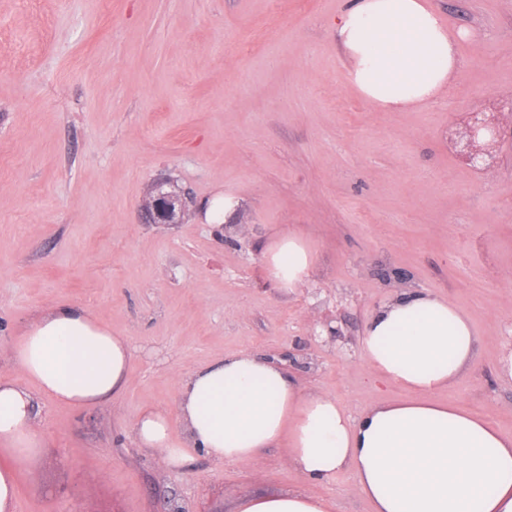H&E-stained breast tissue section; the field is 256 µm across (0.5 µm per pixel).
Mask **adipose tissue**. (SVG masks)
I'll return each instance as SVG.
<instances>
[{
    "instance_id": "1",
    "label": "adipose tissue",
    "mask_w": 512,
    "mask_h": 512,
    "mask_svg": "<svg viewBox=\"0 0 512 512\" xmlns=\"http://www.w3.org/2000/svg\"><path fill=\"white\" fill-rule=\"evenodd\" d=\"M426 0H352L336 22V43L349 63V84L376 109L395 112L431 103L459 67L458 40ZM315 262L296 234L264 251L267 275L283 288L303 286ZM476 334L451 301L413 290L398 293L369 317L360 354L380 380L407 398L366 410L358 419L335 398L302 390L275 361L248 352L194 371L178 411L186 441L173 440L166 412L142 411L138 442L171 466L190 450L233 463L287 441L305 478L349 470L373 512H512V437L435 392L458 379L474 357ZM35 391L0 382V512H15L16 470L41 446L34 393L75 409L108 402L123 388L131 349L82 307L62 306L35 319L12 349ZM322 498L257 495L237 512H330Z\"/></svg>"
}]
</instances>
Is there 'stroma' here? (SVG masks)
<instances>
[{
  "instance_id": "1",
  "label": "stroma",
  "mask_w": 512,
  "mask_h": 512,
  "mask_svg": "<svg viewBox=\"0 0 512 512\" xmlns=\"http://www.w3.org/2000/svg\"><path fill=\"white\" fill-rule=\"evenodd\" d=\"M349 0H0V381L58 306L89 310L132 354L122 391L83 410L34 394L43 446L19 469L16 512H235L258 494L373 512L351 473L311 481L288 443L258 459L200 450L165 464L134 437L172 418L195 370L249 352L282 361L352 417L403 397L360 357L371 313L401 288L470 318V366L436 393L512 436V0H430L459 70L432 105L382 112L348 83L333 32ZM494 118L488 164L459 155L472 113ZM190 197L183 223L142 224L150 183ZM223 225L200 211L222 194ZM315 252L285 289L261 263L278 234Z\"/></svg>"
}]
</instances>
